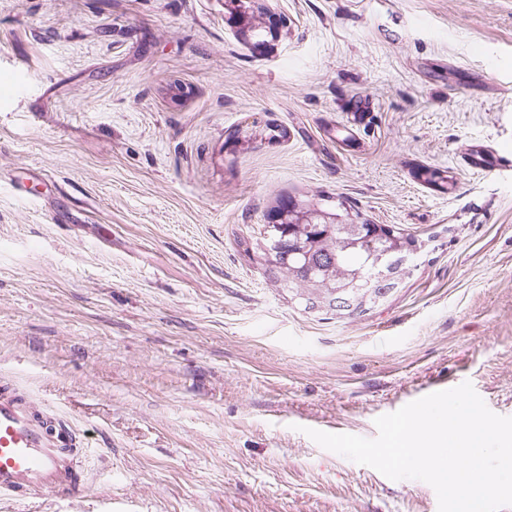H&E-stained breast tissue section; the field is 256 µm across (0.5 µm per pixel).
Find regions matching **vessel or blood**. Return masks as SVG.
I'll return each instance as SVG.
<instances>
[{"mask_svg": "<svg viewBox=\"0 0 512 512\" xmlns=\"http://www.w3.org/2000/svg\"><path fill=\"white\" fill-rule=\"evenodd\" d=\"M75 446L65 427L45 422L42 403L25 401L11 382L0 381V498L81 497L87 484Z\"/></svg>", "mask_w": 512, "mask_h": 512, "instance_id": "b4317fda", "label": "vessel or blood"}]
</instances>
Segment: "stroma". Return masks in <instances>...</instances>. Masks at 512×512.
I'll list each match as a JSON object with an SVG mask.
<instances>
[{
  "label": "stroma",
  "instance_id": "stroma-1",
  "mask_svg": "<svg viewBox=\"0 0 512 512\" xmlns=\"http://www.w3.org/2000/svg\"><path fill=\"white\" fill-rule=\"evenodd\" d=\"M261 2L259 55L224 0H0V379L88 485L0 512H438L307 429L466 381L512 417V0ZM306 194L435 248L359 319L304 312L236 241Z\"/></svg>",
  "mask_w": 512,
  "mask_h": 512
}]
</instances>
